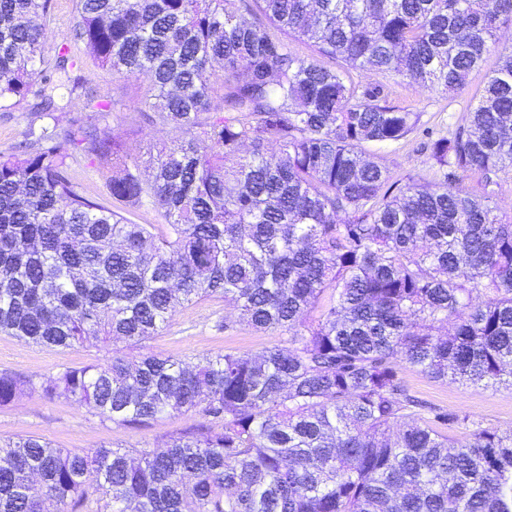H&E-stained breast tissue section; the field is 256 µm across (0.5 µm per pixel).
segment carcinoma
I'll list each match as a JSON object with an SVG mask.
<instances>
[{"label":"carcinoma","mask_w":512,"mask_h":512,"mask_svg":"<svg viewBox=\"0 0 512 512\" xmlns=\"http://www.w3.org/2000/svg\"><path fill=\"white\" fill-rule=\"evenodd\" d=\"M75 3L72 39L46 58L51 0H0V110L47 120L0 154V333L143 348L177 307L220 295L280 342L193 366L115 353L43 378L44 397L117 425L211 424L163 448L1 440L0 512H512V429L423 418L398 372L512 378V221L448 174L512 172V50L468 123L431 144L429 185L392 179L364 149L406 139L419 114L352 77L461 88L512 0ZM79 41L116 79L145 81L140 97L88 81ZM75 100L101 119L132 109L133 126H167L175 143L145 159L96 120L63 127ZM75 151L105 167L113 199L164 223L84 195ZM25 385L1 373L0 405ZM459 423L463 438L447 432Z\"/></svg>","instance_id":"carcinoma-1"}]
</instances>
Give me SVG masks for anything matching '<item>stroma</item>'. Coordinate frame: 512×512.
Returning a JSON list of instances; mask_svg holds the SVG:
<instances>
[{
	"label": "stroma",
	"mask_w": 512,
	"mask_h": 512,
	"mask_svg": "<svg viewBox=\"0 0 512 512\" xmlns=\"http://www.w3.org/2000/svg\"><path fill=\"white\" fill-rule=\"evenodd\" d=\"M512 46V24L501 28L497 43L481 68L473 71L466 85L448 93L429 91L386 72H358L354 79L382 89L389 103L418 113L416 130L405 140L370 143L366 150L387 167L396 179L433 181L436 168L424 145L449 130L466 124L469 107L479 97L488 74L499 62V51ZM459 186L467 192L490 194L498 211L512 217V173L499 174L495 184L484 185L478 175L457 172ZM275 337L235 324L233 311L222 297L214 296L179 308L169 326L150 339L145 349L188 363L208 353L224 350L259 352L273 345ZM109 345L47 347L29 344L0 334V373L39 379L62 368H80L111 360ZM400 374L410 390L423 402L442 411L469 415L486 427L512 428V386L505 383L461 385L432 379L418 369L401 365ZM198 413L172 414L138 427L104 422L75 403L50 400L26 391L13 402L0 405V438L37 437L57 448L89 449L102 445L125 448H161L170 436L204 423Z\"/></svg>",
	"instance_id": "1"
}]
</instances>
